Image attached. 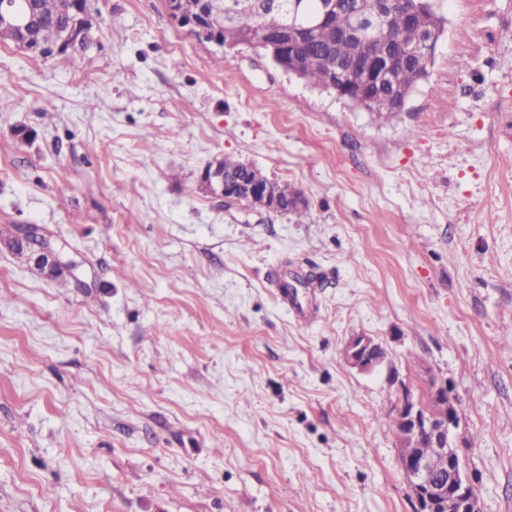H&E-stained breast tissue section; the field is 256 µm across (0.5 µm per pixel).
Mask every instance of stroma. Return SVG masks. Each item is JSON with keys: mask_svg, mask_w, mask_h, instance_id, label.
Returning <instances> with one entry per match:
<instances>
[{"mask_svg": "<svg viewBox=\"0 0 512 512\" xmlns=\"http://www.w3.org/2000/svg\"><path fill=\"white\" fill-rule=\"evenodd\" d=\"M435 3L389 120L164 0H90L83 57L0 42V227L42 226L83 278L0 247V512H413L393 421L434 380L482 512H512V0ZM224 158L305 216L201 191ZM286 271L318 274L312 322ZM378 346L380 343L370 336H355L345 347V359L350 366L362 372H371L382 363Z\"/></svg>", "mask_w": 512, "mask_h": 512, "instance_id": "1", "label": "stroma"}]
</instances>
